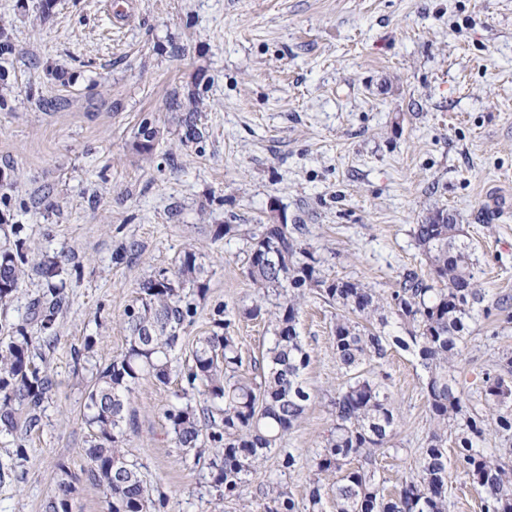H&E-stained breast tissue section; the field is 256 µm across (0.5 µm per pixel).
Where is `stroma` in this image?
Listing matches in <instances>:
<instances>
[{
  "label": "stroma",
  "mask_w": 512,
  "mask_h": 512,
  "mask_svg": "<svg viewBox=\"0 0 512 512\" xmlns=\"http://www.w3.org/2000/svg\"><path fill=\"white\" fill-rule=\"evenodd\" d=\"M14 51L0 58V237L27 261L0 326L39 328L37 272L65 282L50 342L53 380L37 426L0 437V512H45L61 468L79 475L73 512H106L81 473L89 388L126 346L125 310L143 281L172 276L186 251L208 291L176 349L187 359L217 317L255 377L273 336L247 276L251 238L284 217L322 275L381 294L424 257L413 228L447 210L476 259L490 315L470 322L450 369L478 396L483 371L512 354V0H0ZM158 131L137 151L142 124ZM335 302L309 291L298 329L310 363L299 422L239 495L219 498L208 460L193 463L164 417L183 381H140L126 446L157 512H263L267 480L306 504L313 460L336 424L345 381ZM368 371L396 425L370 464L386 489L414 469L431 428L427 373L390 350ZM25 458H17L16 448ZM292 451L299 466L281 471Z\"/></svg>",
  "instance_id": "obj_1"
}]
</instances>
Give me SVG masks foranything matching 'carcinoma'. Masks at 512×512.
<instances>
[{"instance_id": "1", "label": "carcinoma", "mask_w": 512, "mask_h": 512, "mask_svg": "<svg viewBox=\"0 0 512 512\" xmlns=\"http://www.w3.org/2000/svg\"><path fill=\"white\" fill-rule=\"evenodd\" d=\"M300 227L287 222L262 225L251 237L247 275L265 295L283 298L276 304L274 333L262 358L260 382L238 375L242 357L233 336L223 329L197 339L183 367V401L166 409L177 447L194 453L216 449L210 467L214 487L234 495L258 461L275 447L299 421L309 394L302 372L310 362L297 330L298 299L315 288L336 302L344 315L334 331L336 363L347 380L332 401L336 425L318 454L319 473H336L326 488L320 482L309 492L306 512H324V496L332 495L335 512H448V449L443 447L448 430L458 432L457 465L472 481L481 512H512V461L483 448L488 421L482 411L448 377V365L461 356L468 321L487 309L485 296L475 279L469 244L445 210H435L423 224L415 225L414 239L425 257L426 271L408 270L401 287L381 299L371 288L344 279L328 280L316 269L313 253L297 237ZM22 247L10 240L0 245V302L11 299L19 288ZM39 273L51 288L50 299L32 305L39 330L51 333L62 297L53 261L43 262ZM207 292L204 267L196 254L185 252L173 277L142 283L135 304L125 311L128 332L125 349L100 370L87 393L83 417L92 432L86 449L87 478L100 487L107 512H152L155 501L142 478L137 461L125 445L131 424L129 396L145 379L161 384L170 380L174 351L180 333L194 322L198 301ZM398 321L403 336L384 329ZM35 337L24 327L0 338V435L17 432L21 413L32 427L44 395L52 385L39 357ZM413 351L427 372L428 410L434 428L429 432L416 470L403 476L394 491L387 492L366 468L348 469L354 458L365 461L386 447L396 423L382 384L364 373V365L383 364L391 348ZM512 356L501 360V372L484 373L485 399L498 406L494 424L503 437L512 436ZM206 404L202 412L194 397ZM46 512H72L78 478L61 469ZM265 512H299L298 503L269 482Z\"/></svg>"}]
</instances>
